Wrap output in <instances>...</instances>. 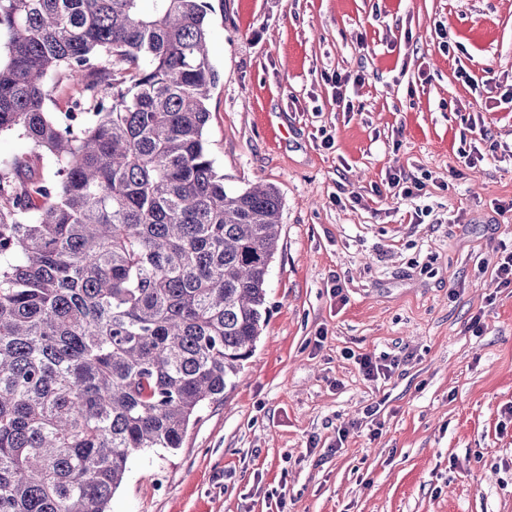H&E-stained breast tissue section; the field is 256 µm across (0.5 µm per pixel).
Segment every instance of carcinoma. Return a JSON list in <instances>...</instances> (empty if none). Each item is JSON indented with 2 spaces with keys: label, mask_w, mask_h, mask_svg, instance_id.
I'll return each mask as SVG.
<instances>
[{
  "label": "carcinoma",
  "mask_w": 512,
  "mask_h": 512,
  "mask_svg": "<svg viewBox=\"0 0 512 512\" xmlns=\"http://www.w3.org/2000/svg\"><path fill=\"white\" fill-rule=\"evenodd\" d=\"M207 9L0 0V134L27 145L0 161V512H108L259 339L281 199L206 147ZM79 86L66 77L52 78L46 84L47 108L50 112H64L72 98L77 95Z\"/></svg>",
  "instance_id": "obj_1"
}]
</instances>
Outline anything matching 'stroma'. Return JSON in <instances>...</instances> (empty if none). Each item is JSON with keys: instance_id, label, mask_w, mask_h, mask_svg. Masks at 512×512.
<instances>
[{"instance_id": "stroma-1", "label": "stroma", "mask_w": 512, "mask_h": 512, "mask_svg": "<svg viewBox=\"0 0 512 512\" xmlns=\"http://www.w3.org/2000/svg\"><path fill=\"white\" fill-rule=\"evenodd\" d=\"M207 2V148L227 189L282 201L266 321L110 512H512V288L491 281L512 245V0ZM364 355L397 365L371 381Z\"/></svg>"}]
</instances>
